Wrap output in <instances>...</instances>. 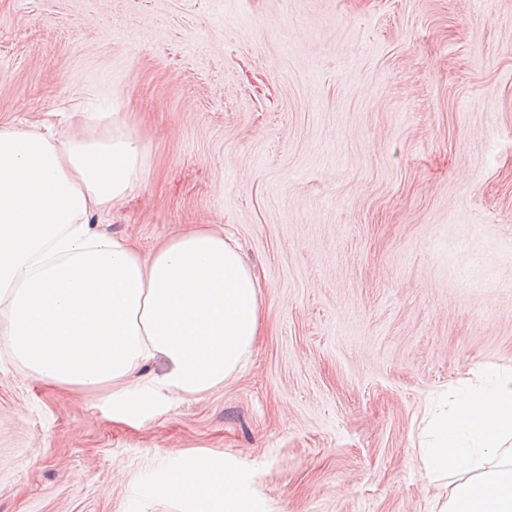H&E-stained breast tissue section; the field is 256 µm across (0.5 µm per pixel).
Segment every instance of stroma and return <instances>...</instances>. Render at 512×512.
I'll return each mask as SVG.
<instances>
[{
	"instance_id": "35a3bbf8",
	"label": "stroma",
	"mask_w": 512,
	"mask_h": 512,
	"mask_svg": "<svg viewBox=\"0 0 512 512\" xmlns=\"http://www.w3.org/2000/svg\"><path fill=\"white\" fill-rule=\"evenodd\" d=\"M110 112L148 158L104 229L219 224L260 334L210 392L42 383L0 341V512H432L431 403L512 368V0H0V124ZM173 485L179 486L184 493L202 495L216 504H232L240 499L239 491L232 480L224 478L210 462L188 459L183 468L159 488V492L164 495Z\"/></svg>"
}]
</instances>
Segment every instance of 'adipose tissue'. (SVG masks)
<instances>
[{
  "instance_id": "obj_1",
  "label": "adipose tissue",
  "mask_w": 512,
  "mask_h": 512,
  "mask_svg": "<svg viewBox=\"0 0 512 512\" xmlns=\"http://www.w3.org/2000/svg\"><path fill=\"white\" fill-rule=\"evenodd\" d=\"M147 159L127 133L59 136L0 125V335L37 379L92 391L111 385L133 415L131 380L151 393H206L238 371L259 331L261 284L209 224L150 255L96 230L141 183ZM426 480L448 479L437 512H512V371L488 369L433 415ZM171 485L215 503L239 491L210 463L187 460Z\"/></svg>"
}]
</instances>
